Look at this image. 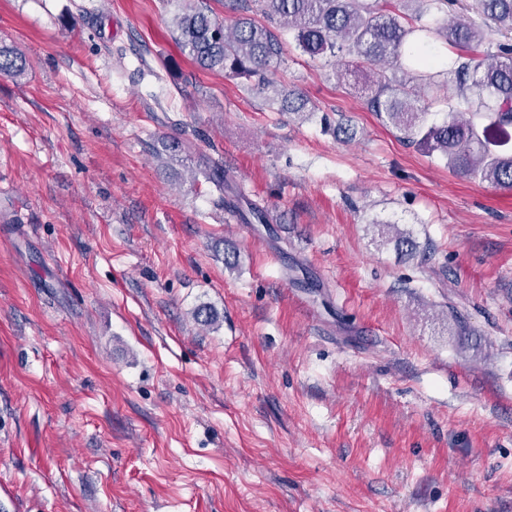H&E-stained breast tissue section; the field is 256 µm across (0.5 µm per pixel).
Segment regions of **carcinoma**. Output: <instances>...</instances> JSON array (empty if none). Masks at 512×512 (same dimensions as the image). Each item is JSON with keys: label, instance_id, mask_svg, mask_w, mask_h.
Instances as JSON below:
<instances>
[{"label": "carcinoma", "instance_id": "obj_1", "mask_svg": "<svg viewBox=\"0 0 512 512\" xmlns=\"http://www.w3.org/2000/svg\"><path fill=\"white\" fill-rule=\"evenodd\" d=\"M230 0L236 13L224 23L207 5L189 3L172 22L175 43L199 67L250 81L251 90L281 110L304 112L308 100L285 90L268 76L286 51L290 36L312 60L341 63L336 76L367 91V105L383 125L430 156L445 160L453 172L512 191V43L497 35L512 31V0H478L490 21L484 29L459 15L448 17V0ZM442 37L457 49L448 68L433 74L403 68L410 37ZM26 58L0 45V75L18 77ZM453 86L454 100L442 118L426 120L428 89ZM205 180L229 186L224 166L205 167ZM382 235L409 254L416 242L396 225Z\"/></svg>", "mask_w": 512, "mask_h": 512}]
</instances>
